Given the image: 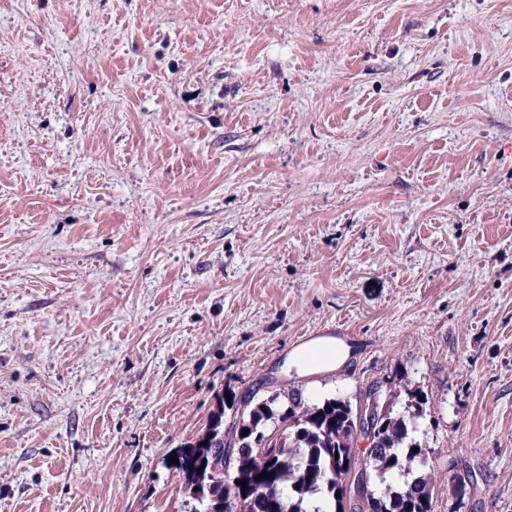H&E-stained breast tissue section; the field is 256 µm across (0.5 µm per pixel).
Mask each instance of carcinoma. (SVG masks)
Returning a JSON list of instances; mask_svg holds the SVG:
<instances>
[{"instance_id":"carcinoma-1","label":"carcinoma","mask_w":512,"mask_h":512,"mask_svg":"<svg viewBox=\"0 0 512 512\" xmlns=\"http://www.w3.org/2000/svg\"><path fill=\"white\" fill-rule=\"evenodd\" d=\"M241 412L234 438L219 440L229 412ZM357 410L334 397L306 400L298 389L259 397L251 392L219 396L202 432L173 449L176 462L167 467L182 479L188 492L196 483L200 462L210 466L224 458V449H237L231 468L246 489L269 488L263 497L247 496L240 512H361L349 507L359 472L342 468L357 431ZM421 415L388 412L378 424V443L372 456L362 459L367 475L362 498L369 512H432L435 470L432 450L417 437ZM286 423L288 438L277 452L261 455L250 445V435L267 431L271 423ZM248 435H242V431ZM237 487L224 483L221 469L213 470L202 486L203 500L192 512H224Z\"/></svg>"}]
</instances>
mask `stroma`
Returning a JSON list of instances; mask_svg holds the SVG:
<instances>
[{
  "instance_id": "1",
  "label": "stroma",
  "mask_w": 512,
  "mask_h": 512,
  "mask_svg": "<svg viewBox=\"0 0 512 512\" xmlns=\"http://www.w3.org/2000/svg\"><path fill=\"white\" fill-rule=\"evenodd\" d=\"M375 384L512 512V0H0V512H176L218 395ZM354 356L350 342L342 338L321 337L303 343L289 358V367L299 375H311L323 371H338Z\"/></svg>"
}]
</instances>
